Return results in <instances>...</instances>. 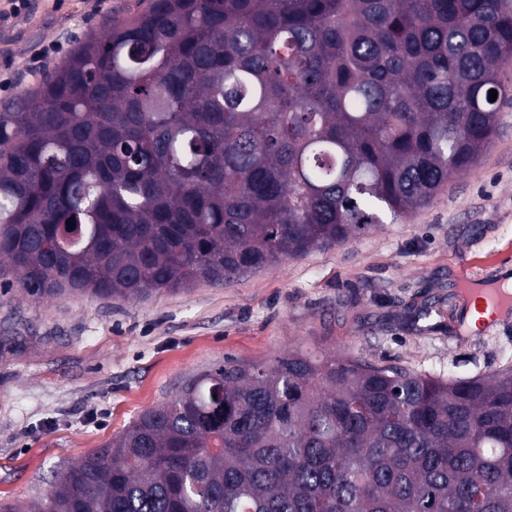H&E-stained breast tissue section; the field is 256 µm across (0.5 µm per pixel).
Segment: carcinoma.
I'll return each mask as SVG.
<instances>
[{
	"label": "carcinoma",
	"instance_id": "obj_1",
	"mask_svg": "<svg viewBox=\"0 0 512 512\" xmlns=\"http://www.w3.org/2000/svg\"><path fill=\"white\" fill-rule=\"evenodd\" d=\"M507 69L512 0H150L0 108V258L134 300L342 244L476 163ZM32 512H512V366L226 360Z\"/></svg>",
	"mask_w": 512,
	"mask_h": 512
}]
</instances>
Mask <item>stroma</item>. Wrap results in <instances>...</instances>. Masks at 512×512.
Wrapping results in <instances>:
<instances>
[{"label": "stroma", "mask_w": 512, "mask_h": 512, "mask_svg": "<svg viewBox=\"0 0 512 512\" xmlns=\"http://www.w3.org/2000/svg\"><path fill=\"white\" fill-rule=\"evenodd\" d=\"M146 0H0V102ZM60 51L42 68L41 49ZM490 148L427 206L346 243L138 301L30 295L0 260V503L26 512L188 378L294 348L447 378L512 366V312L463 329L469 285L512 267V96Z\"/></svg>", "instance_id": "obj_1"}]
</instances>
